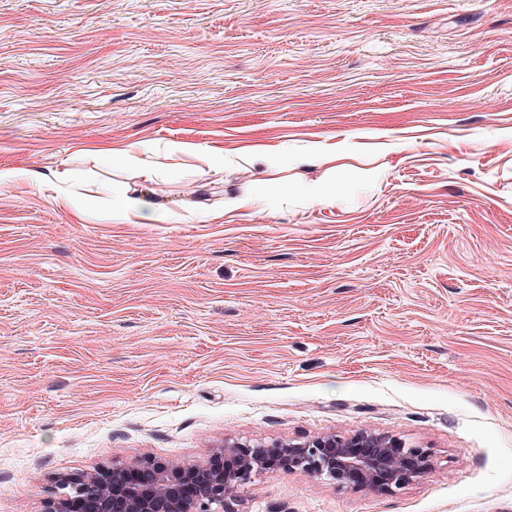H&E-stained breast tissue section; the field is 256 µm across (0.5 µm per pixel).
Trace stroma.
<instances>
[{
	"label": "stroma",
	"instance_id": "1",
	"mask_svg": "<svg viewBox=\"0 0 512 512\" xmlns=\"http://www.w3.org/2000/svg\"><path fill=\"white\" fill-rule=\"evenodd\" d=\"M1 165L79 173L84 216L0 188V512L361 430L435 470L261 473L242 512H512V0H0ZM112 184L169 220L112 223Z\"/></svg>",
	"mask_w": 512,
	"mask_h": 512
}]
</instances>
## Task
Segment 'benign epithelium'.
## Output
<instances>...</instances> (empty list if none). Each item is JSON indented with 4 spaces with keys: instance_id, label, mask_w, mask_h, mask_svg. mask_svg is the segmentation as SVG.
Masks as SVG:
<instances>
[{
    "instance_id": "benign-epithelium-1",
    "label": "benign epithelium",
    "mask_w": 512,
    "mask_h": 512,
    "mask_svg": "<svg viewBox=\"0 0 512 512\" xmlns=\"http://www.w3.org/2000/svg\"><path fill=\"white\" fill-rule=\"evenodd\" d=\"M215 455L231 462L226 468L178 464L145 457L135 468L140 482L127 479L129 465L112 462L78 475H62L45 502L44 512H239L235 490L263 472L302 471L340 486L392 492L430 473L435 463L428 448L398 435L359 431L306 441L254 444L224 440ZM191 481L194 493L179 497L174 485Z\"/></svg>"
}]
</instances>
